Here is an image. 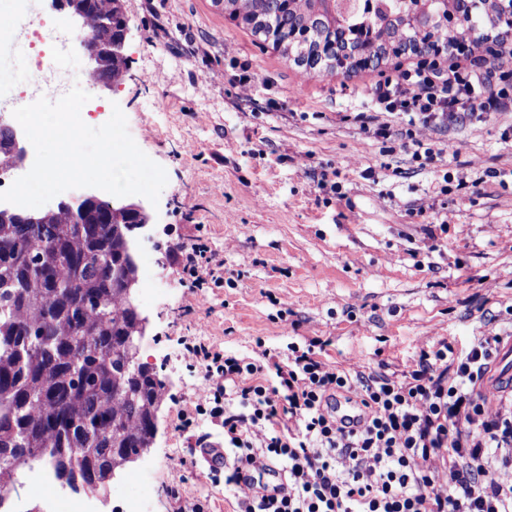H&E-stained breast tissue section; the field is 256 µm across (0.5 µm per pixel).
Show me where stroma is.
Wrapping results in <instances>:
<instances>
[{"label": "stroma", "mask_w": 512, "mask_h": 512, "mask_svg": "<svg viewBox=\"0 0 512 512\" xmlns=\"http://www.w3.org/2000/svg\"><path fill=\"white\" fill-rule=\"evenodd\" d=\"M127 66L114 89L92 86L87 125L120 107L137 146L168 183L137 256L150 258L159 291L135 286L147 317L138 360L166 382L157 434L139 460L91 490L97 512H119L144 495L150 512H174L171 472L186 498L210 512H235L247 490L212 482L189 462L180 411L191 408L203 372L187 336L226 353L259 357L289 342L331 339L327 363L405 370L445 339L512 333V112L418 130L436 154L414 162L392 120L389 142L358 119L370 88L396 77L395 63L348 78L315 74L256 40L212 0H125ZM0 44V98L24 101L36 77L59 80L51 62L14 65ZM255 73L243 97V68ZM335 174L336 200L318 183ZM446 220L439 232L437 220ZM200 234L224 257L223 287L193 291L170 251Z\"/></svg>", "instance_id": "1"}]
</instances>
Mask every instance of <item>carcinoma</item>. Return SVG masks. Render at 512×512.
Masks as SVG:
<instances>
[{"mask_svg": "<svg viewBox=\"0 0 512 512\" xmlns=\"http://www.w3.org/2000/svg\"><path fill=\"white\" fill-rule=\"evenodd\" d=\"M93 22L121 36L124 0H80ZM234 21L298 66L346 76L318 52L332 37L356 32L365 49L388 62L426 42L404 0H361L345 16L319 14L320 0H214ZM476 49L491 34L508 36L499 0H477L459 25ZM126 217L116 224H28L0 210V458L27 467L42 449L57 478L84 487L105 483L117 456L146 445L156 377L134 371L126 337L134 313L121 295L128 269ZM76 281L79 288L66 284Z\"/></svg>", "mask_w": 512, "mask_h": 512, "instance_id": "carcinoma-1", "label": "carcinoma"}]
</instances>
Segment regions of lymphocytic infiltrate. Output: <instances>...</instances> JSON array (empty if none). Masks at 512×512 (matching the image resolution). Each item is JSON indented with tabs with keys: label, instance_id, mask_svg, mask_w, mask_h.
<instances>
[{
	"label": "lymphocytic infiltrate",
	"instance_id": "lymphocytic-infiltrate-1",
	"mask_svg": "<svg viewBox=\"0 0 512 512\" xmlns=\"http://www.w3.org/2000/svg\"><path fill=\"white\" fill-rule=\"evenodd\" d=\"M496 75L495 62L482 57L444 70L419 62L377 82L370 97L405 122L413 159L427 160L434 150L415 128L512 112V94L497 87ZM173 256L190 288L223 287L224 258L203 237L177 244ZM499 343L477 336L458 352L441 340L396 373L384 362L367 372L327 365L318 338L289 343L283 357L266 349L247 361L191 336L184 348L205 384L182 422L202 416L223 429L233 456L225 484L282 473L286 493L253 490L239 512H512V483L488 477L512 470V398L480 391ZM344 395L364 408L357 428L333 405ZM257 427L265 431L259 443Z\"/></svg>",
	"mask_w": 512,
	"mask_h": 512
}]
</instances>
